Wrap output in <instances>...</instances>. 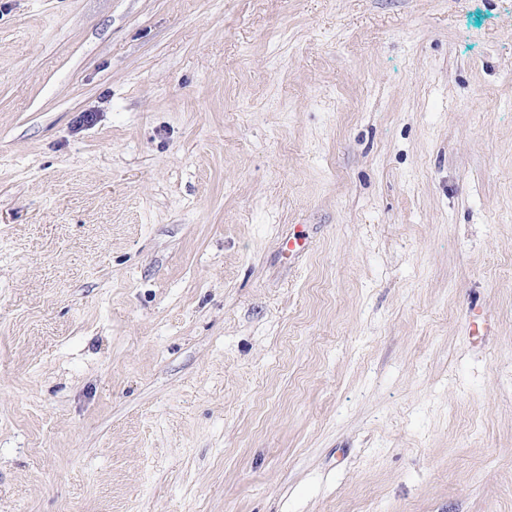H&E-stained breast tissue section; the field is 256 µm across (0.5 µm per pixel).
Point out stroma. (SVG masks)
Wrapping results in <instances>:
<instances>
[{"label":"stroma","instance_id":"1","mask_svg":"<svg viewBox=\"0 0 512 512\" xmlns=\"http://www.w3.org/2000/svg\"><path fill=\"white\" fill-rule=\"evenodd\" d=\"M0 512H512V0H0Z\"/></svg>","mask_w":512,"mask_h":512}]
</instances>
